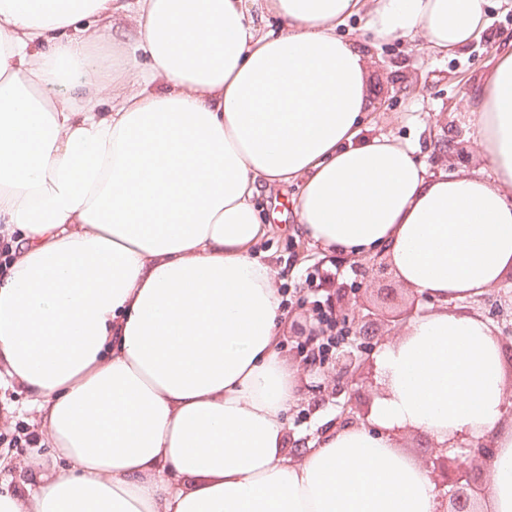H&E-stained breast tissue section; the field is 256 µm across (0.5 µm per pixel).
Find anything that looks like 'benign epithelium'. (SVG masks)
Instances as JSON below:
<instances>
[{"instance_id": "1", "label": "benign epithelium", "mask_w": 512, "mask_h": 512, "mask_svg": "<svg viewBox=\"0 0 512 512\" xmlns=\"http://www.w3.org/2000/svg\"><path fill=\"white\" fill-rule=\"evenodd\" d=\"M357 271L362 279L369 282L384 281L393 276L388 259L379 253L358 263ZM330 307L343 323L345 338L336 343L334 357L327 362L310 360L305 371L311 375L323 371L342 389L356 381L363 356L370 355L376 347L377 334L373 325L381 308L365 303L353 307L345 302L340 289L336 290V298L330 300ZM489 447L490 444L481 443L458 455L446 445L434 446L429 462L442 474V480L435 485L443 512H477L483 489L478 484L476 473L484 469Z\"/></svg>"}]
</instances>
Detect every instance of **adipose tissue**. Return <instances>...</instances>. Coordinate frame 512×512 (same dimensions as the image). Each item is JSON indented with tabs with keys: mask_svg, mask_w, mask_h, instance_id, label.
Here are the masks:
<instances>
[{
	"mask_svg": "<svg viewBox=\"0 0 512 512\" xmlns=\"http://www.w3.org/2000/svg\"><path fill=\"white\" fill-rule=\"evenodd\" d=\"M258 2L0 0V377L41 434L0 512H439L406 433L491 443L482 512H512V348L448 308L512 274V51L470 115L493 177L451 178L369 134L336 29L445 53L484 0ZM291 182L306 238L435 301L380 344L365 421L294 455L302 373L253 254Z\"/></svg>",
	"mask_w": 512,
	"mask_h": 512,
	"instance_id": "obj_1",
	"label": "adipose tissue"
}]
</instances>
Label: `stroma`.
Wrapping results in <instances>:
<instances>
[{"instance_id":"stroma-1","label":"stroma","mask_w":512,"mask_h":512,"mask_svg":"<svg viewBox=\"0 0 512 512\" xmlns=\"http://www.w3.org/2000/svg\"><path fill=\"white\" fill-rule=\"evenodd\" d=\"M339 36L354 40L368 56L370 72L369 112L373 133H382L416 144V157L434 171L448 175L471 174L483 170L473 129L467 117L476 107V90L485 72L512 41V0H485L484 26L465 47L448 55L432 54L423 37L414 41L373 40L365 19L355 16L338 28ZM295 186L275 187L261 195L259 205L270 226L266 239L255 247L257 258L272 263L276 285L292 296L284 312L288 327L282 338V354L298 362L315 326L314 302L326 300V287H314L308 276L318 270L332 271V283L361 289V301H374L375 292H363L354 260L322 252L295 231L297 218ZM512 292V275L480 298L471 300L466 311L481 314L498 329L507 347L512 348V305L504 296ZM334 380H326L324 394L302 386L301 398L288 413L286 425L291 436L315 437L334 426L340 413L333 392ZM29 393L22 387L0 383V457L10 465L0 470L1 482H17V463L34 452L39 434Z\"/></svg>"}]
</instances>
